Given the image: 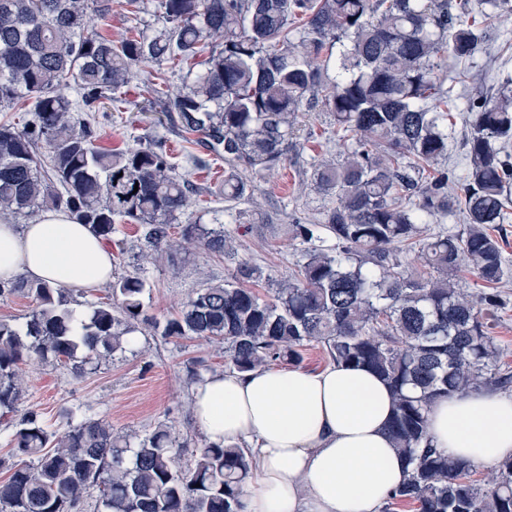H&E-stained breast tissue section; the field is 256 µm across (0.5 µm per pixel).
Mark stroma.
<instances>
[{"instance_id":"1","label":"stroma","mask_w":512,"mask_h":512,"mask_svg":"<svg viewBox=\"0 0 512 512\" xmlns=\"http://www.w3.org/2000/svg\"><path fill=\"white\" fill-rule=\"evenodd\" d=\"M162 23L152 0H139L135 13L113 7L112 17L103 26L108 38L120 39L127 31L155 34ZM465 73L464 82L454 84L453 92L464 97L496 93L512 78V26L488 24L483 42L469 63L449 64V75ZM156 77L166 78L171 86L192 83L189 70L171 69L168 62H149L134 71L124 89L123 110L105 108L99 115L98 144L107 149L139 146L147 138H161L177 163L198 153L170 126L166 119V101L154 98L147 84ZM298 139L304 145L287 162L264 180L258 181L252 197L225 205L215 193L224 177V163L214 160L208 170L191 176L189 205L181 215L184 224L220 221L235 239L240 260L257 265L272 280L291 276L300 258L299 243L288 240L284 225L304 224L320 218L326 201L313 180L319 164L335 163L343 158L332 116L322 106L300 113ZM117 240L125 252L113 257V276L139 272L147 286L143 302L150 314L164 318L177 311L198 288L220 284L229 279L234 265L224 256L201 248L190 249L178 261H170L163 252L145 259L137 225H121ZM140 343L116 353L111 359L86 367L75 375L71 367L30 362L23 368L25 393L20 411H34L57 433L68 428L66 412L86 408L89 415L111 423L113 429L139 439L158 425L172 426L184 447L177 456L179 467H189L205 438L193 421L189 407L192 387L189 368L203 364L208 372L229 368L224 344L209 340H168L144 329Z\"/></svg>"}]
</instances>
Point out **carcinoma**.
I'll use <instances>...</instances> for the list:
<instances>
[{
  "mask_svg": "<svg viewBox=\"0 0 512 512\" xmlns=\"http://www.w3.org/2000/svg\"><path fill=\"white\" fill-rule=\"evenodd\" d=\"M469 0H155L163 31L103 36L97 21L112 0H0V107L32 101L24 130L0 125V216L69 214L103 241L117 222L137 224L147 248L175 258L198 245L234 253L224 229L185 224L190 182L158 139L139 148L101 149L81 112H97L133 69L162 59L186 63L211 46L190 87L160 89L177 129L202 136L224 157V199H238L297 150L291 117L322 103L343 140V160L321 164L315 184L329 200L317 224H290L303 245L288 280L263 298L265 279L246 261L233 280L198 289L162 321L142 301L145 280L112 281V301L88 319L69 308L70 289L0 282V296L26 293L37 306L19 328L0 320V411L23 395L19 365L38 358L77 370L128 346L148 327L165 338L224 341L229 369L294 365L319 346L330 362L366 367L390 387L389 432L406 477L383 503L416 512H512V459L488 480L475 465L438 452L427 436L433 400L512 388V370L487 317L506 304L495 291L469 294L458 273L487 286L512 273L490 227L512 206V88L469 99L463 194L449 188L451 105L439 60L458 62L481 45L479 23L463 21ZM492 21L512 0H484ZM303 22L298 37L291 24ZM76 86L79 99L66 93ZM457 210V232L431 224ZM419 249L426 271L402 269V249ZM60 436L29 411L16 423L18 460L0 481V512H78L97 492L104 512H242L252 458L243 448L206 443L194 464L175 465L178 441L159 426L136 444L103 419L74 421Z\"/></svg>",
  "mask_w": 512,
  "mask_h": 512,
  "instance_id": "obj_1",
  "label": "carcinoma"
}]
</instances>
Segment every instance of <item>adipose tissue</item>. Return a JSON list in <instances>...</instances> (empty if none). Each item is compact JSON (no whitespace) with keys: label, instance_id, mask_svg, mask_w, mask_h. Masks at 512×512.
Wrapping results in <instances>:
<instances>
[{"label":"adipose tissue","instance_id":"1","mask_svg":"<svg viewBox=\"0 0 512 512\" xmlns=\"http://www.w3.org/2000/svg\"><path fill=\"white\" fill-rule=\"evenodd\" d=\"M112 252L59 212L0 224V277L63 288L112 278ZM209 443L249 449L244 512H378L405 478L389 438L387 385L361 367H270L205 375L191 389ZM435 448L475 464L512 458V396L437 399L428 415Z\"/></svg>","mask_w":512,"mask_h":512}]
</instances>
